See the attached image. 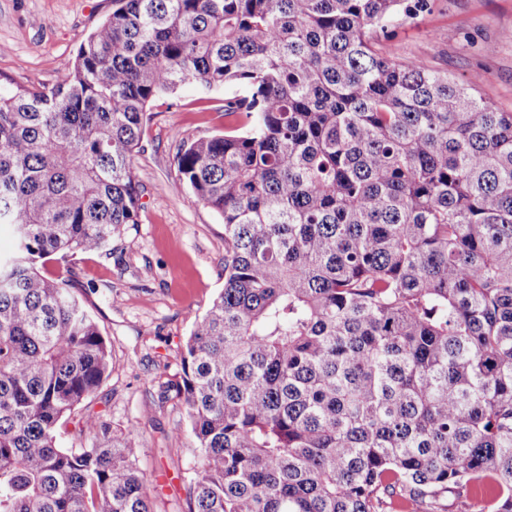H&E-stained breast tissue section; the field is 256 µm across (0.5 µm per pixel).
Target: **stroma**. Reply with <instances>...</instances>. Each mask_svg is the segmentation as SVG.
Returning a JSON list of instances; mask_svg holds the SVG:
<instances>
[{"label":"stroma","instance_id":"35a3bbf8","mask_svg":"<svg viewBox=\"0 0 512 512\" xmlns=\"http://www.w3.org/2000/svg\"><path fill=\"white\" fill-rule=\"evenodd\" d=\"M112 0H0V86L52 87L75 65L85 37ZM512 0H435L433 10L398 18L384 52L417 60L464 82L512 112ZM224 94L183 85L149 108L134 157L140 221L110 251L40 261L39 272L68 280L112 344V372L88 408L112 428L135 426L154 512H188L196 463L185 407L161 402L159 386L180 378V355L195 319L224 287V224L179 179L180 141L224 131Z\"/></svg>","mask_w":512,"mask_h":512}]
</instances>
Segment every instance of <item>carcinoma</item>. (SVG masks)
<instances>
[{
	"label": "carcinoma",
	"instance_id": "carcinoma-1",
	"mask_svg": "<svg viewBox=\"0 0 512 512\" xmlns=\"http://www.w3.org/2000/svg\"><path fill=\"white\" fill-rule=\"evenodd\" d=\"M432 2L112 0L63 80L0 90V512H152L133 429L75 414L111 344L36 263L139 223L147 106L187 83L237 90L176 155L224 223L163 391L190 512H512V112L382 52Z\"/></svg>",
	"mask_w": 512,
	"mask_h": 512
}]
</instances>
